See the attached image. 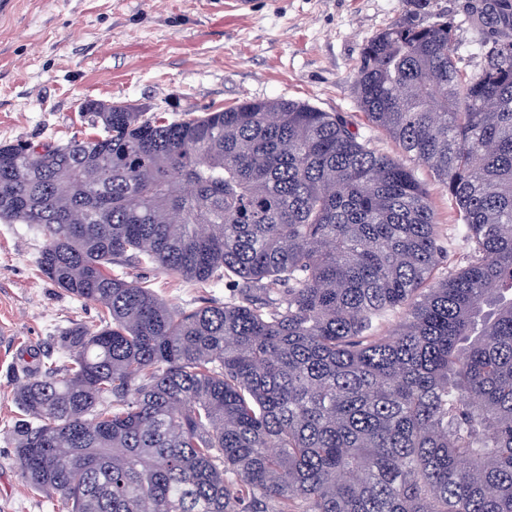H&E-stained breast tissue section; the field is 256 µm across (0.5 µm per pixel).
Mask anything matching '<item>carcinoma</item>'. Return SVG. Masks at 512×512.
Here are the masks:
<instances>
[{
    "instance_id": "carcinoma-1",
    "label": "carcinoma",
    "mask_w": 512,
    "mask_h": 512,
    "mask_svg": "<svg viewBox=\"0 0 512 512\" xmlns=\"http://www.w3.org/2000/svg\"><path fill=\"white\" fill-rule=\"evenodd\" d=\"M458 66L448 17L368 39L356 95L456 205L349 116L245 99L103 137L0 145V219L96 304L21 388L29 485L66 512H512V36ZM125 259L233 291L173 311ZM398 319L389 333L384 325ZM415 173L421 181L427 184L433 193V201L438 213L439 222L443 224L446 234H450L453 229H456L457 224H461L456 208L448 200V195L438 188L435 175L429 169L415 166Z\"/></svg>"
}]
</instances>
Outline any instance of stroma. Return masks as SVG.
Returning <instances> with one entry per match:
<instances>
[{
	"label": "stroma",
	"instance_id": "obj_1",
	"mask_svg": "<svg viewBox=\"0 0 512 512\" xmlns=\"http://www.w3.org/2000/svg\"><path fill=\"white\" fill-rule=\"evenodd\" d=\"M10 0L0 12V144L65 143L103 134L85 103H118L170 118L245 98L306 102L350 116L381 151L399 147L368 125L355 94L366 40L409 16L442 13L456 27L459 65H483L473 0ZM43 228L0 220V512H64L21 474L12 427L14 394L37 365L66 361L59 338L93 326L99 309L42 275ZM174 309L223 302L221 285L200 288L153 267L127 266Z\"/></svg>",
	"mask_w": 512,
	"mask_h": 512
}]
</instances>
